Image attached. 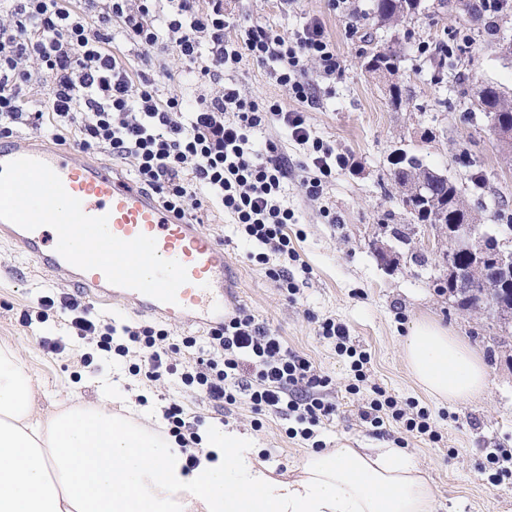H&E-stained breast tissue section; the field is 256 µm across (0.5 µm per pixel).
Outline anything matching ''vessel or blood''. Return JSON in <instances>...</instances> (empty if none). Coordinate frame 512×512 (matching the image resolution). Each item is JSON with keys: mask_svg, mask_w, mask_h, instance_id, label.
<instances>
[{"mask_svg": "<svg viewBox=\"0 0 512 512\" xmlns=\"http://www.w3.org/2000/svg\"><path fill=\"white\" fill-rule=\"evenodd\" d=\"M25 157L48 164L66 191L81 201L87 215L107 216L108 228L116 237L127 241L141 234L153 237L158 254L182 264L188 280L179 288L176 302L164 303L136 290L111 285L101 271L71 265L56 250V232L42 227L26 230L0 220V239L9 242L28 263L43 273H67L71 286L85 290L87 296L99 302L119 298L132 312L186 325L210 328L223 323L227 311L224 249L200 225L176 218L110 163L44 147L21 135L0 143V166Z\"/></svg>", "mask_w": 512, "mask_h": 512, "instance_id": "1", "label": "vessel or blood"}]
</instances>
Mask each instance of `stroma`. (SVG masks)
Returning <instances> with one entry per match:
<instances>
[{
  "label": "stroma",
  "instance_id": "35a3bbf8",
  "mask_svg": "<svg viewBox=\"0 0 512 512\" xmlns=\"http://www.w3.org/2000/svg\"><path fill=\"white\" fill-rule=\"evenodd\" d=\"M370 0H354L357 22L331 10L328 0H224L225 37L236 38L244 27L261 21L289 33L309 20L318 22L336 46L340 63L336 73L318 78L319 101L308 120L314 136L350 158V165L325 179L318 200L306 195L304 171L293 170L286 186V203L297 221L288 230L298 233L295 247L308 266L296 272L299 291L287 298L265 274L263 265L248 258L252 247L236 232L233 217L213 207L201 210L202 227L224 246L227 258L228 305H242L260 322L282 336L289 347L309 355L330 380L329 397L338 410L317 432L324 448H392L406 437L401 423L386 421L380 431L361 421L359 410L380 386L406 409L422 408L439 436L432 443L409 438L405 451L436 489V512H512V475L495 480L485 469L487 449L512 452V345L493 348L503 331L495 319L476 317L454 308L437 293L436 269L421 268L410 258L409 247L388 233L391 224L413 227L414 218L390 179L396 150L418 155L428 166L466 186L471 174L485 177V192L468 190V205L490 222L495 202L512 208V165L496 145L489 123L473 109L465 90L494 83L512 92V64L501 60L494 42L471 40L457 60L450 62L442 82L431 78L432 67L419 44L435 45L450 32L467 30L461 11L443 10L438 0H423L421 12L395 29L381 28L367 15ZM404 47L397 80L408 94L401 108L388 100L386 83L365 72L364 53L390 42ZM116 52L133 70L164 69L173 81L157 85L161 96H178L185 109H195L201 98L212 97L233 85L260 102H275L291 110L295 100L287 88L271 79L267 69L250 57L225 68L222 80L201 79L186 70L175 48L151 52L116 38ZM390 249L393 262L381 266L377 249ZM64 276L35 270L17 251L0 242V343L15 347L39 381V409L54 402H96L95 380L109 371L126 379L132 396H145L156 406L181 402L185 413L222 416L224 426L257 440L277 472L296 468L310 452V444L288 438L287 419L255 412L248 399L217 411L196 392L182 388L177 377L157 382L131 376L128 365L94 355L92 367L80 364L86 347L72 339L63 320L23 326L26 311L39 296L68 291ZM428 315L464 337L487 366L489 386L479 397L457 403L436 400L415 381L402 353V341L411 324ZM333 318L349 330L353 344L370 354L367 381L358 393L347 386L353 380L351 360L338 355L331 340L317 333V319ZM62 340L70 350L47 352L40 338Z\"/></svg>",
  "mask_w": 512,
  "mask_h": 512
}]
</instances>
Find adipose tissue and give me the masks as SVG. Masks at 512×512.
Returning <instances> with one entry per match:
<instances>
[{"instance_id": "1", "label": "adipose tissue", "mask_w": 512, "mask_h": 512, "mask_svg": "<svg viewBox=\"0 0 512 512\" xmlns=\"http://www.w3.org/2000/svg\"><path fill=\"white\" fill-rule=\"evenodd\" d=\"M416 382L439 400L488 386L482 356L437 321L413 322L402 343ZM40 385L0 345V512H435V490L394 448L342 446L276 474L256 440L216 424L198 430L186 470L174 438L123 413L126 393L101 383L93 405L37 409Z\"/></svg>"}]
</instances>
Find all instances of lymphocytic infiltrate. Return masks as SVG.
I'll return each instance as SVG.
<instances>
[{
    "instance_id": "obj_1",
    "label": "lymphocytic infiltrate",
    "mask_w": 512,
    "mask_h": 512,
    "mask_svg": "<svg viewBox=\"0 0 512 512\" xmlns=\"http://www.w3.org/2000/svg\"><path fill=\"white\" fill-rule=\"evenodd\" d=\"M83 0H20L0 9V139L11 137L21 123L62 142L76 138L89 154L99 152L131 160L139 184L155 193L165 209L184 217L204 203L228 212L254 247L253 259L265 265L267 276L287 294L298 291L289 263L300 255L288 233L292 210L282 205L281 191L290 173L288 157L275 141L256 149L252 132L269 123L286 129L307 149L308 197L319 198L322 181L340 162L334 148L314 137L305 107L316 101V85L309 70L323 76L338 67L336 50L314 21L288 34L253 23L236 40L224 36V0H102L96 24L83 16ZM142 48L173 44L186 66L202 78H212L243 56L270 65V75L288 89L296 109L261 105L239 88L202 101L195 111L182 108L178 97L159 99L156 78L129 68L113 51L115 34ZM46 77V100L25 106L22 87L32 70ZM65 316L74 335L97 349L125 357L141 354L147 380L180 374L183 384L202 393L215 407L248 399L258 412L293 419L289 438L308 441L336 414L328 399V379L304 353L288 347L282 337L259 323L244 307H235L220 327L209 328L205 348H198L194 366L181 370L172 361L178 348H197L195 337L181 345L168 341L166 330L151 325H115L94 319L80 296L64 293L38 300L35 316L24 324L44 321L50 313ZM320 336L332 340L338 353L352 357L358 393L364 367L370 361L357 351L347 327L325 318ZM359 411L363 422L380 428L386 420L402 422L413 436L437 441L427 411L408 415L381 387ZM188 467H195L200 418H187L181 404L164 410Z\"/></svg>"
}]
</instances>
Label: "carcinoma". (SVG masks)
<instances>
[{"instance_id": "cac0c4a2", "label": "carcinoma", "mask_w": 512, "mask_h": 512, "mask_svg": "<svg viewBox=\"0 0 512 512\" xmlns=\"http://www.w3.org/2000/svg\"><path fill=\"white\" fill-rule=\"evenodd\" d=\"M422 0H371L369 14L376 23L385 28L397 27L412 19L421 10ZM402 49L393 42L379 50L365 55V70L376 76L380 73L395 75L399 71ZM477 109L483 112L488 122L502 116L512 115V98L494 84H483L474 91ZM391 179L395 185H404L413 178L425 181V198H409L410 213L419 223L434 230L450 224L455 216H472L466 204L465 190L446 176L437 175L422 159L415 155L403 154L402 160L394 163ZM480 282L471 294L459 302V308L470 313L483 315V298L497 297L504 304L502 315L498 319L508 321L512 314V291L497 287L496 282L485 275V268L476 267Z\"/></svg>"}]
</instances>
